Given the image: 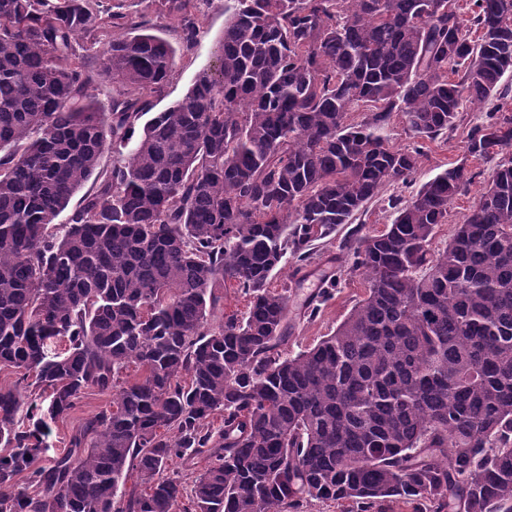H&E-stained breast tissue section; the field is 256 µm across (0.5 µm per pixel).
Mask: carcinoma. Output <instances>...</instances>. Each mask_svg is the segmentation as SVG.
<instances>
[{"label": "carcinoma", "instance_id": "obj_1", "mask_svg": "<svg viewBox=\"0 0 512 512\" xmlns=\"http://www.w3.org/2000/svg\"><path fill=\"white\" fill-rule=\"evenodd\" d=\"M123 2L0 0V512H512V0H224L219 69L134 142L175 49L144 21L96 69L75 48L124 25ZM190 2L160 0L187 48ZM491 98L464 144L487 183L448 244L435 230L482 175L463 164L339 243L365 295L288 351L273 273L297 277ZM230 288L247 309L216 324ZM91 389L112 406L42 464L45 419ZM177 459L202 464L188 507Z\"/></svg>", "mask_w": 512, "mask_h": 512}]
</instances>
